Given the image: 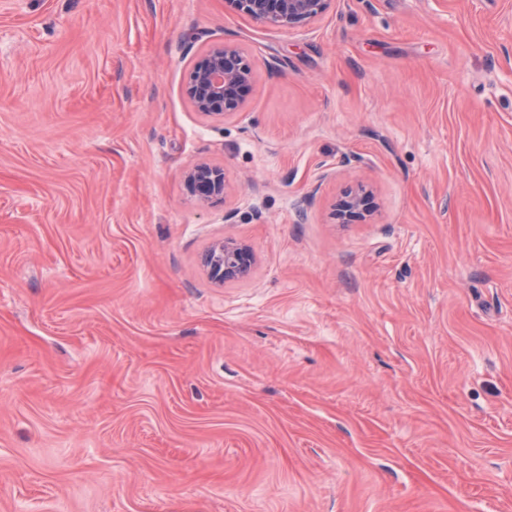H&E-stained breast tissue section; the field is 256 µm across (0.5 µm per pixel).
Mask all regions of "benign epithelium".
Returning a JSON list of instances; mask_svg holds the SVG:
<instances>
[{
	"instance_id": "benign-epithelium-1",
	"label": "benign epithelium",
	"mask_w": 512,
	"mask_h": 512,
	"mask_svg": "<svg viewBox=\"0 0 512 512\" xmlns=\"http://www.w3.org/2000/svg\"><path fill=\"white\" fill-rule=\"evenodd\" d=\"M332 0H227L237 12L256 23L293 28L314 23L328 11ZM254 80V71L240 47L215 43L194 61L186 88L193 109L203 116L224 120L244 109L245 92ZM190 196L204 207L234 191L224 170L199 163L184 175ZM248 246L232 238L215 241L203 258V266L217 285L245 277L251 268Z\"/></svg>"
}]
</instances>
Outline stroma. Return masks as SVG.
<instances>
[{"label":"stroma","mask_w":512,"mask_h":512,"mask_svg":"<svg viewBox=\"0 0 512 512\" xmlns=\"http://www.w3.org/2000/svg\"><path fill=\"white\" fill-rule=\"evenodd\" d=\"M0 512H512V0H0ZM237 12L256 23L293 28L314 23L328 11L332 0H227ZM254 76L237 44H211L194 61L186 94L196 112L224 121L242 112ZM184 182L190 196L202 207L215 199L226 197L235 190L226 181L223 169L207 163H199L190 168L184 175ZM252 254L248 246L232 238L215 241L203 258V266L217 285L245 277L251 268Z\"/></svg>","instance_id":"1"}]
</instances>
